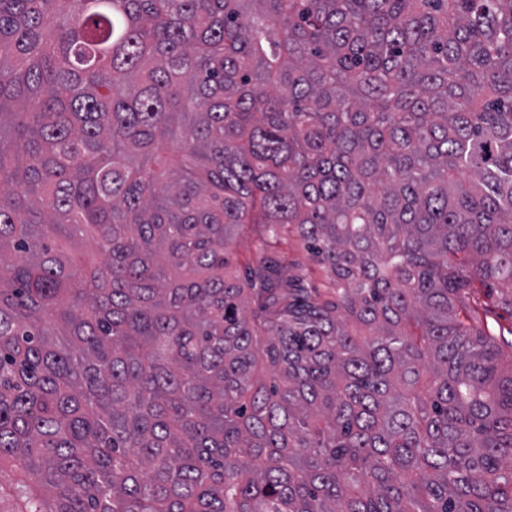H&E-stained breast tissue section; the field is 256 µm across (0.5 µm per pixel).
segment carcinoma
<instances>
[{
    "label": "carcinoma",
    "mask_w": 512,
    "mask_h": 512,
    "mask_svg": "<svg viewBox=\"0 0 512 512\" xmlns=\"http://www.w3.org/2000/svg\"><path fill=\"white\" fill-rule=\"evenodd\" d=\"M493 281L512 0H0V512H512ZM260 229V224H250L242 232L234 236L233 243L229 249V259L233 269L241 274V276H243L246 264L253 260L252 242ZM275 256L277 258L285 257L293 271L302 275L310 287L326 288L329 286L327 277L314 256L295 237L288 238L276 248Z\"/></svg>",
    "instance_id": "1"
}]
</instances>
